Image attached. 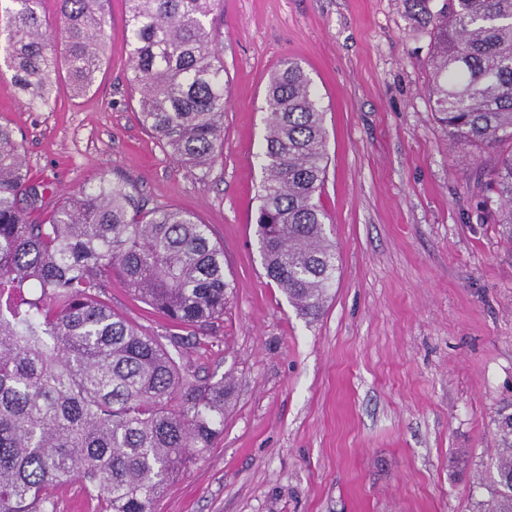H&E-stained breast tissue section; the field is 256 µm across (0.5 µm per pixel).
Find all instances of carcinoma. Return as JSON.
Wrapping results in <instances>:
<instances>
[{"mask_svg":"<svg viewBox=\"0 0 512 512\" xmlns=\"http://www.w3.org/2000/svg\"><path fill=\"white\" fill-rule=\"evenodd\" d=\"M430 28L431 112L449 144L501 150L491 170L500 223L512 224V0H415ZM3 52L15 88L48 104L60 77L86 94L105 56V0H12ZM129 83L139 119L180 163L209 168L224 148L227 81L210 17L220 0H125ZM256 236L268 279L305 318L336 274L320 203L324 109L302 66L283 60L266 89ZM48 185L25 169L0 125V512H57L48 494L77 477L95 512H154L167 483L212 447L224 381L184 377L169 344L102 298L112 276L176 326L224 317V250L208 225L172 205L148 208L101 178L42 217ZM481 462L479 512H512V413L495 418Z\"/></svg>","mask_w":512,"mask_h":512,"instance_id":"carcinoma-1","label":"carcinoma"}]
</instances>
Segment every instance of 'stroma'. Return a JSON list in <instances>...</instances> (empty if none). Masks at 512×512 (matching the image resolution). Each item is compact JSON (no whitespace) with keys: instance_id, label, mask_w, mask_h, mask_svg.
<instances>
[{"instance_id":"1","label":"stroma","mask_w":512,"mask_h":512,"mask_svg":"<svg viewBox=\"0 0 512 512\" xmlns=\"http://www.w3.org/2000/svg\"><path fill=\"white\" fill-rule=\"evenodd\" d=\"M93 89L66 81L35 109L0 72V124L49 205L121 177L147 206L209 224L231 287L224 317L181 329L189 378L227 380L224 430L156 512H474L453 465L494 453L512 404V224L495 223V153L449 145L430 108L432 41L411 0H223L212 23L228 102L210 173L177 164L141 125L124 0H109ZM325 111L321 204L336 278L308 320L266 275L255 235L267 80L284 59ZM113 309L159 340L173 328L120 277Z\"/></svg>"}]
</instances>
